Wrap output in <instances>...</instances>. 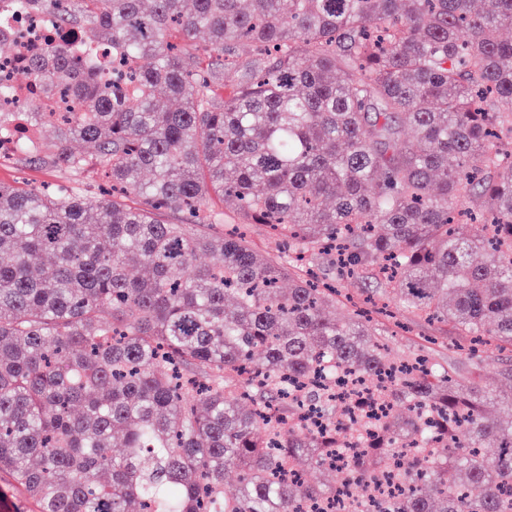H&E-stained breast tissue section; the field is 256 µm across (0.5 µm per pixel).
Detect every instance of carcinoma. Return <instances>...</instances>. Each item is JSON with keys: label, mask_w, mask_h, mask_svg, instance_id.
Wrapping results in <instances>:
<instances>
[{"label": "carcinoma", "mask_w": 512, "mask_h": 512, "mask_svg": "<svg viewBox=\"0 0 512 512\" xmlns=\"http://www.w3.org/2000/svg\"><path fill=\"white\" fill-rule=\"evenodd\" d=\"M482 3L26 0L112 49V84L67 47L32 58L26 121L55 137L18 153L77 176L71 143H89L112 197L0 183V473L22 512H304L345 486L359 512L389 467L404 491L376 512H512V420L484 411L512 408V359L499 388L472 378L476 349L512 352V0ZM58 98L75 109L42 111ZM226 197L287 252L205 231ZM317 258L450 324L470 362L388 361L382 323L325 313L339 289ZM339 367L395 377L376 434L337 465L349 435L300 427L290 383L332 421L322 372Z\"/></svg>", "instance_id": "1"}]
</instances>
